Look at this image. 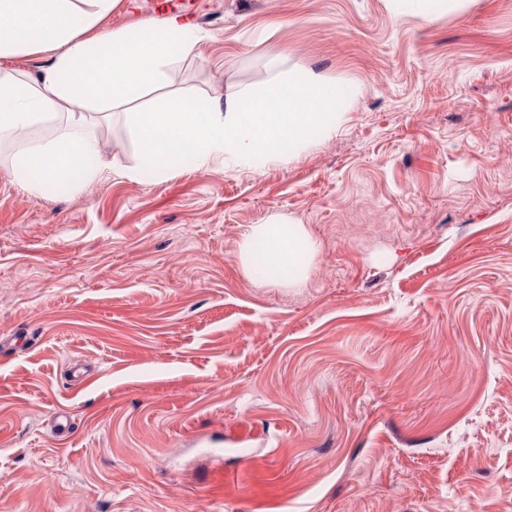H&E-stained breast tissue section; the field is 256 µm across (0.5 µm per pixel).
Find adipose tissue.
Listing matches in <instances>:
<instances>
[{
	"instance_id": "ef3b65f1",
	"label": "adipose tissue",
	"mask_w": 512,
	"mask_h": 512,
	"mask_svg": "<svg viewBox=\"0 0 512 512\" xmlns=\"http://www.w3.org/2000/svg\"><path fill=\"white\" fill-rule=\"evenodd\" d=\"M117 0H0V146L16 145L11 172L31 192L69 191L112 165L103 154L98 119L123 109L141 167L161 173L199 170L228 159L281 157L312 144L340 119L343 92L332 82L271 74L262 91L225 95L223 104L177 93L154 98L149 109L132 103L158 87L165 70L191 54L193 27L178 17L145 20L123 31L98 25ZM53 51L33 81L5 59ZM48 126L50 139L29 136ZM320 246L301 224L275 217L249 228L238 250L245 275L297 288L307 279Z\"/></svg>"
}]
</instances>
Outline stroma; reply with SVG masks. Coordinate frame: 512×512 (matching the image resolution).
Wrapping results in <instances>:
<instances>
[{"label":"stroma","instance_id":"stroma-1","mask_svg":"<svg viewBox=\"0 0 512 512\" xmlns=\"http://www.w3.org/2000/svg\"><path fill=\"white\" fill-rule=\"evenodd\" d=\"M120 0L117 30L167 18ZM161 92L336 82L288 160L74 193L0 166V512H512V0H192ZM280 215L305 284L237 251ZM319 249L304 225L274 217L249 228L239 245L238 262L246 276H258L270 285L300 288Z\"/></svg>","mask_w":512,"mask_h":512}]
</instances>
